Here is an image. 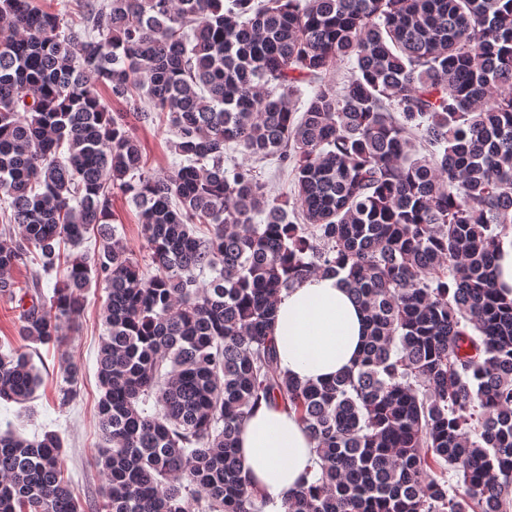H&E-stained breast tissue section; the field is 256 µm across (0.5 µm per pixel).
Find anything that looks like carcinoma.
Instances as JSON below:
<instances>
[{"label":"carcinoma","mask_w":512,"mask_h":512,"mask_svg":"<svg viewBox=\"0 0 512 512\" xmlns=\"http://www.w3.org/2000/svg\"><path fill=\"white\" fill-rule=\"evenodd\" d=\"M76 2L70 18L0 0V300L23 341L58 346L107 290L96 512H265L236 453L263 402L315 442L284 512H512V298L494 275L512 231V0ZM131 114L166 118L167 174ZM232 147L278 158L292 196L226 171ZM117 193L146 262L116 238ZM320 273L342 276L368 336L353 371L301 384L278 367L275 305ZM65 374L63 406L80 368ZM39 381L31 352L0 353V403ZM65 455L56 431L0 432V512H85Z\"/></svg>","instance_id":"cac0c4a2"}]
</instances>
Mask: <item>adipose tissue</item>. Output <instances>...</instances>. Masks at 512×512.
<instances>
[{"mask_svg": "<svg viewBox=\"0 0 512 512\" xmlns=\"http://www.w3.org/2000/svg\"><path fill=\"white\" fill-rule=\"evenodd\" d=\"M273 336L282 372L321 383L352 368L366 324L340 278L314 275L280 294ZM313 446L295 415L264 405L245 420L238 455L246 476L278 501L297 490Z\"/></svg>", "mask_w": 512, "mask_h": 512, "instance_id": "adipose-tissue-1", "label": "adipose tissue"}]
</instances>
